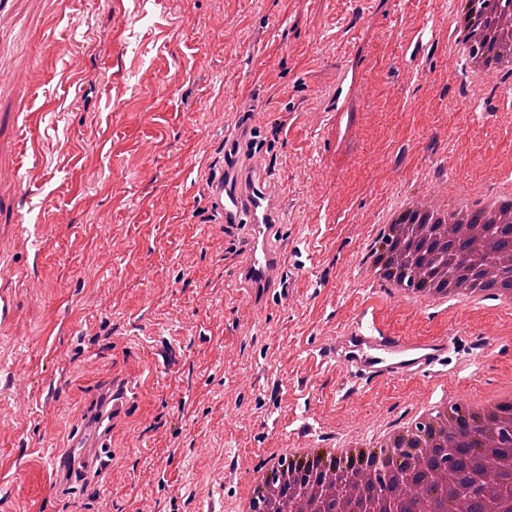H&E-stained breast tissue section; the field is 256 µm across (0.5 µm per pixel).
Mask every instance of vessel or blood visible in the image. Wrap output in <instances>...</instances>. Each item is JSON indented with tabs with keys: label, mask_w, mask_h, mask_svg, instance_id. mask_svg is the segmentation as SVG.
Segmentation results:
<instances>
[{
	"label": "vessel or blood",
	"mask_w": 512,
	"mask_h": 512,
	"mask_svg": "<svg viewBox=\"0 0 512 512\" xmlns=\"http://www.w3.org/2000/svg\"><path fill=\"white\" fill-rule=\"evenodd\" d=\"M210 209L236 238L240 260L234 284L251 298L264 297L283 287L286 256L276 236L283 219L278 197L262 174L257 157L247 148V127L239 125L224 139V162L209 174L206 186ZM445 338L414 339L390 331L373 305L336 338L331 355L338 364L367 381L428 375L447 354ZM126 385H116L90 416V433L77 453L64 457L66 476L76 477L98 466L108 445L106 423L121 416L127 406Z\"/></svg>",
	"instance_id": "1"
}]
</instances>
